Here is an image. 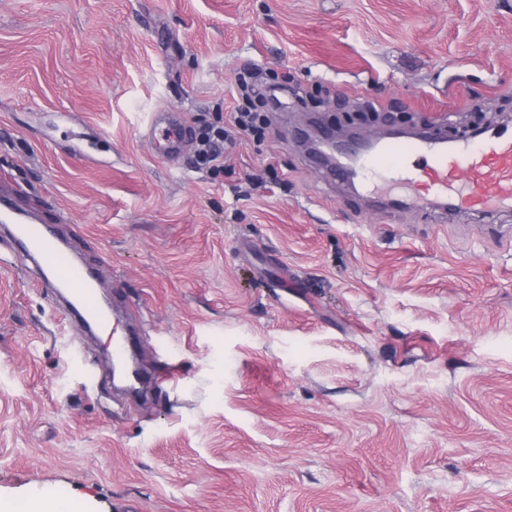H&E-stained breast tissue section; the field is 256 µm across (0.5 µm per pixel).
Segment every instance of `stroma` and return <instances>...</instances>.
Here are the masks:
<instances>
[{
  "label": "stroma",
  "instance_id": "35a3bbf8",
  "mask_svg": "<svg viewBox=\"0 0 512 512\" xmlns=\"http://www.w3.org/2000/svg\"><path fill=\"white\" fill-rule=\"evenodd\" d=\"M255 68L289 106L223 170L162 159ZM512 121V0H0V191L136 329L146 395L0 237V504L512 512V215L384 210L298 145L303 95ZM165 124L163 151L171 158L180 156L187 137V128L180 117L169 114H157L153 120L154 128Z\"/></svg>",
  "mask_w": 512,
  "mask_h": 512
}]
</instances>
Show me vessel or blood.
<instances>
[{
  "label": "vessel or blood",
  "instance_id": "1",
  "mask_svg": "<svg viewBox=\"0 0 512 512\" xmlns=\"http://www.w3.org/2000/svg\"><path fill=\"white\" fill-rule=\"evenodd\" d=\"M154 121L165 127L164 152L179 157L187 137L181 118L158 114ZM340 170L362 178L374 193L401 186L409 193L408 204L416 208L436 204L445 210L486 215L512 213V129H498L479 138L452 140L438 131L401 143L376 141L346 155ZM0 223L9 225L12 239L36 264L53 272L65 287V300L71 307L81 309L87 321L108 326L110 317L99 303L92 275L45 225L3 194Z\"/></svg>",
  "mask_w": 512,
  "mask_h": 512
}]
</instances>
